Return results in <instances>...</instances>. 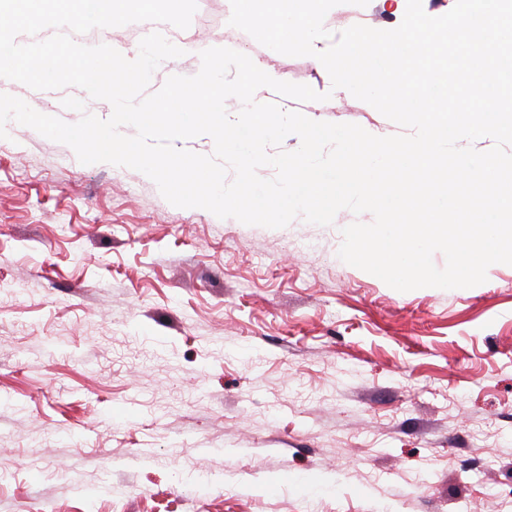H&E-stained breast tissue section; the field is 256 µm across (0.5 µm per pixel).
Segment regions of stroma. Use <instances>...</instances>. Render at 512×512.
Segmentation results:
<instances>
[{
	"label": "stroma",
	"mask_w": 512,
	"mask_h": 512,
	"mask_svg": "<svg viewBox=\"0 0 512 512\" xmlns=\"http://www.w3.org/2000/svg\"><path fill=\"white\" fill-rule=\"evenodd\" d=\"M197 3V50L163 61L149 92L229 45L330 95L257 98L401 133L316 58L235 33L230 0ZM353 11L382 30L404 16L387 0ZM0 93L68 123L112 113L78 87L0 78ZM7 132L0 290L18 294L0 299V512H512V265L399 292L338 256L342 228L372 214L246 225Z\"/></svg>",
	"instance_id": "1"
}]
</instances>
